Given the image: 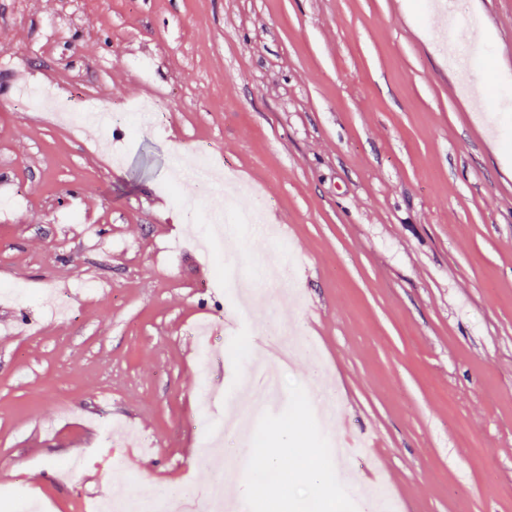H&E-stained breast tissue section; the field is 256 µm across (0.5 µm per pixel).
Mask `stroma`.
<instances>
[{
  "label": "stroma",
  "mask_w": 512,
  "mask_h": 512,
  "mask_svg": "<svg viewBox=\"0 0 512 512\" xmlns=\"http://www.w3.org/2000/svg\"><path fill=\"white\" fill-rule=\"evenodd\" d=\"M430 2L0 0V512H30L18 488L81 512L199 483L224 430L208 389L252 382L269 314L300 349L250 431L329 476L295 482L288 512L318 492L337 512H512V93L486 91L512 90V0H455L465 81ZM24 82L126 114L90 137L21 106ZM146 100L169 104L158 131L128 111ZM199 146L235 209L263 212L213 263L161 190ZM269 225L289 243L274 299L254 278ZM118 421L143 451L103 452ZM457 30V22L448 23V35H452V31L454 32V37L448 41L454 45V54L448 61V72L451 74H455L459 70H468L473 62L471 49L467 44L459 40ZM300 471L305 474L317 488H320L326 481V475L322 468L320 457L315 453L302 454Z\"/></svg>",
  "instance_id": "obj_1"
}]
</instances>
